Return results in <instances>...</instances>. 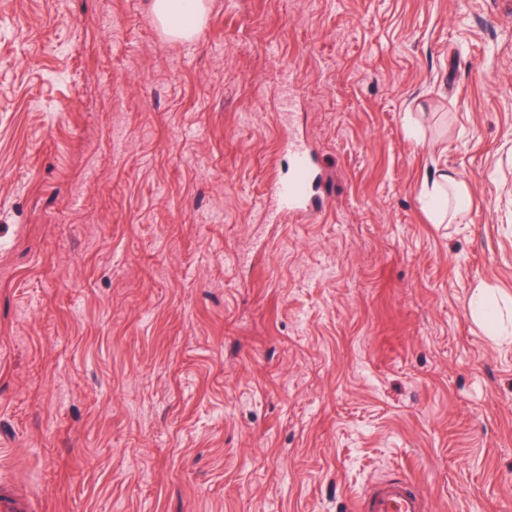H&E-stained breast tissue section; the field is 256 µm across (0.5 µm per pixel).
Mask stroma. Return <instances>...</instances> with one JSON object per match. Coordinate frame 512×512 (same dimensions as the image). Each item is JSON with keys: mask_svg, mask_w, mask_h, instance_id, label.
Instances as JSON below:
<instances>
[{"mask_svg": "<svg viewBox=\"0 0 512 512\" xmlns=\"http://www.w3.org/2000/svg\"><path fill=\"white\" fill-rule=\"evenodd\" d=\"M206 2L183 42L149 0H0V485L361 512L408 476L512 512V344L469 312L512 297V9ZM291 134L334 192L270 224ZM430 186L429 203L437 208V216L441 219L449 211L461 210L468 202L467 193L461 192L457 187L456 179L446 172L440 173Z\"/></svg>", "mask_w": 512, "mask_h": 512, "instance_id": "obj_1", "label": "stroma"}]
</instances>
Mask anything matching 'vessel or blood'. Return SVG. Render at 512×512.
<instances>
[{"label":"vessel or blood","instance_id":"b4317fda","mask_svg":"<svg viewBox=\"0 0 512 512\" xmlns=\"http://www.w3.org/2000/svg\"><path fill=\"white\" fill-rule=\"evenodd\" d=\"M282 148L291 160L292 172L269 187L273 208L266 219L271 223L286 216L317 214L331 197L312 149L295 137L285 139ZM0 512H34V504L26 495L0 486ZM362 512H425V497L411 479L387 480L367 494Z\"/></svg>","mask_w":512,"mask_h":512}]
</instances>
